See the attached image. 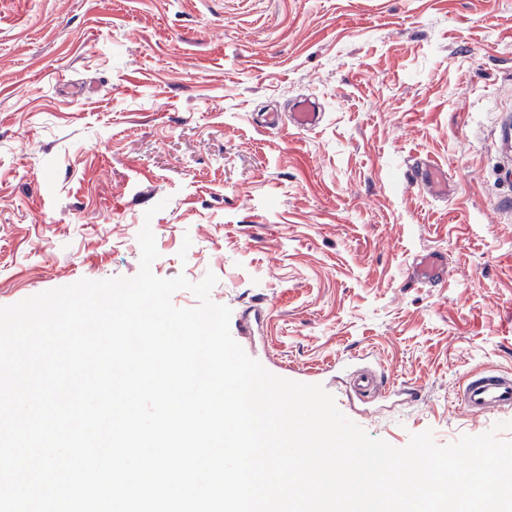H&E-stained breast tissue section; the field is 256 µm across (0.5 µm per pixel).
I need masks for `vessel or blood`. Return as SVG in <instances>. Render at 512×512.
Wrapping results in <instances>:
<instances>
[{
  "mask_svg": "<svg viewBox=\"0 0 512 512\" xmlns=\"http://www.w3.org/2000/svg\"><path fill=\"white\" fill-rule=\"evenodd\" d=\"M322 118L314 102L304 99L298 101L291 114V120L297 127L311 128L319 124ZM448 271L444 256L431 252L421 256L413 271L417 282L431 285L442 281ZM381 374L372 367L364 366L354 373L353 387L357 394L377 392L382 385ZM457 399L469 411L481 414L489 411L512 410V374L492 368H484L469 373L463 380Z\"/></svg>",
  "mask_w": 512,
  "mask_h": 512,
  "instance_id": "vessel-or-blood-1",
  "label": "vessel or blood"
}]
</instances>
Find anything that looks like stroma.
Listing matches in <instances>:
<instances>
[{
	"instance_id": "obj_1",
	"label": "stroma",
	"mask_w": 512,
	"mask_h": 512,
	"mask_svg": "<svg viewBox=\"0 0 512 512\" xmlns=\"http://www.w3.org/2000/svg\"><path fill=\"white\" fill-rule=\"evenodd\" d=\"M146 223L152 272L214 273L269 372L331 393L337 356L377 364L341 408L371 437L512 421L455 397L512 372V0H0V306L135 276ZM322 114L311 100H300L296 103L291 114V120L297 127L311 128L319 124ZM447 271L446 258L436 252H430L421 256L413 271V277L417 282L432 285L442 281ZM382 384L381 374L370 366H363L354 372L353 387L359 395L375 393Z\"/></svg>"
}]
</instances>
